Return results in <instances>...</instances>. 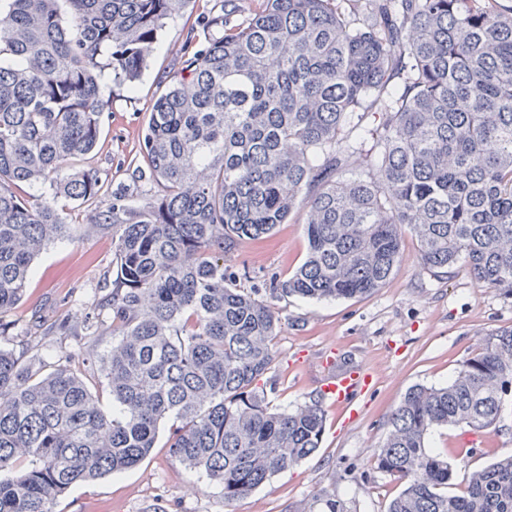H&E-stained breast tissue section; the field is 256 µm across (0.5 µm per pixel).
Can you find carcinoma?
<instances>
[{"instance_id": "obj_1", "label": "carcinoma", "mask_w": 512, "mask_h": 512, "mask_svg": "<svg viewBox=\"0 0 512 512\" xmlns=\"http://www.w3.org/2000/svg\"><path fill=\"white\" fill-rule=\"evenodd\" d=\"M190 2L0 0L1 336L35 257L72 237L59 202L100 191L78 162L108 107L101 77L132 85ZM200 23L220 35L187 40L144 131L160 193L115 195L94 216L112 229V410L71 370L82 352L46 373L0 349V471L15 470L0 478V512H52L72 486L136 467L162 425L171 456L226 503L317 452L319 402L277 409L253 387L274 361L278 316L224 268L295 211L307 256L272 298L362 297L390 277L407 232L425 268L463 266L512 298V9L261 0L241 21L232 10ZM511 395L512 329L482 338L448 385L409 390L374 458L403 483L389 512H512V454L450 494L454 466L427 443L440 427L496 430Z\"/></svg>"}]
</instances>
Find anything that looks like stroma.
I'll return each instance as SVG.
<instances>
[{"instance_id":"35a3bbf8","label":"stroma","mask_w":512,"mask_h":512,"mask_svg":"<svg viewBox=\"0 0 512 512\" xmlns=\"http://www.w3.org/2000/svg\"><path fill=\"white\" fill-rule=\"evenodd\" d=\"M224 10V0H197L168 19L134 86L103 78L110 111L96 148L81 161L98 173L101 191L89 201L65 204L62 217L74 225L76 239L53 243L36 258L26 295L9 314L14 328L0 336L1 348L34 363L76 350L70 330L95 312L112 269V233L88 227L86 217L119 193L137 202L157 194L141 149L145 123L179 66L187 35L201 47L211 37L197 23L200 13ZM306 252L302 218L295 213L270 237L242 242L226 254L224 266L239 286L259 288L265 298L287 282ZM273 305L279 317L275 360L256 387L280 408L320 398L326 427L315 454L228 504L220 487L160 443L138 467L73 488L55 501L54 512H323L329 497L343 512H387L401 486L375 469L373 455L392 410L412 386L448 384L482 336L512 329L511 298L476 284L462 267L425 269L408 234L392 274L370 294L323 302L283 297ZM329 354L335 367L362 366L374 375V386L355 399L353 409L320 397L328 374L322 360ZM429 442L455 463L453 484L462 488L470 471L512 452V401H506L495 432L437 428Z\"/></svg>"}]
</instances>
